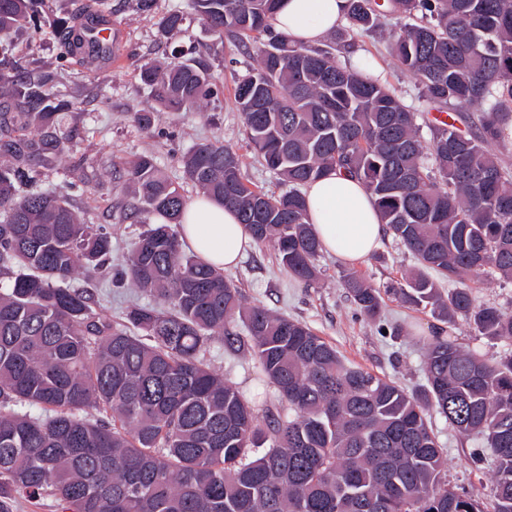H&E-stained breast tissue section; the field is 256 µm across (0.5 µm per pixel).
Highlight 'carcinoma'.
<instances>
[{
	"label": "carcinoma",
	"instance_id": "carcinoma-1",
	"mask_svg": "<svg viewBox=\"0 0 512 512\" xmlns=\"http://www.w3.org/2000/svg\"><path fill=\"white\" fill-rule=\"evenodd\" d=\"M280 0H189L204 26L242 47L271 33ZM404 18L390 49L440 112L476 110L467 133L428 124L390 86L325 49L274 35L235 88L249 144L287 189L248 186L235 152L194 145L187 177L236 212L307 285L321 275L320 243L302 188L329 171L363 182L382 223L414 258L388 291L475 335L512 338V314L478 301L475 273L512 280V171L492 147L512 146V0H348L340 39ZM112 18V0H0V32L26 26L57 39V66L25 64L0 45V512L50 496L59 512H512V351L495 358L435 337L426 384L415 393L347 363L306 323L247 304L233 280L179 241L186 204L149 155L122 169L132 218L123 281L153 297L120 322L97 312L96 292L74 288L104 267L107 233L81 222L69 199L29 192L36 169L71 153L79 133L60 126L73 106L52 92L58 69L90 52L85 29ZM171 12L162 31L175 36ZM140 79L175 111L219 97L209 58L145 64ZM448 284L449 289L442 288ZM370 321L383 297L362 276L343 278ZM257 362L275 391L249 399L207 360L213 340ZM476 435L471 465H493L491 506L448 486V452L432 426Z\"/></svg>",
	"mask_w": 512,
	"mask_h": 512
}]
</instances>
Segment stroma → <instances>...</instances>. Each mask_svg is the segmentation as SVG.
Returning <instances> with one entry per match:
<instances>
[{
	"label": "stroma",
	"mask_w": 512,
	"mask_h": 512,
	"mask_svg": "<svg viewBox=\"0 0 512 512\" xmlns=\"http://www.w3.org/2000/svg\"><path fill=\"white\" fill-rule=\"evenodd\" d=\"M188 9V0H158L155 13L150 15L126 7L114 12L112 20L125 34L118 66L89 71L75 63L59 76L58 90L68 93L74 102L72 111L64 114L63 123L81 127L85 134L74 154L62 157L54 170L41 172L33 188L70 194L83 223L111 232L112 262L116 265L124 263L131 243L144 227L124 219L123 211L132 201V187L116 180L113 170L137 156H152L190 200L198 190L185 177L183 157L195 144L217 141L240 155L242 175L249 186L271 193L281 190L278 176L248 148L234 101L236 84L255 65V56L243 53L230 41L217 40ZM176 10L187 14L186 31L171 38L162 32L160 21ZM396 25L394 17L381 18L375 34L357 38L353 52L337 48L336 58L344 64L370 59V76L388 83L402 102L415 110L421 106L420 87L388 49V33ZM181 53L209 57L213 73L223 87L220 100L193 112H173L154 99L150 88L139 78L141 66L151 62L168 64ZM143 111L154 115L153 128L148 132L139 130L133 122L134 113ZM78 160L83 163V183L74 189L70 183ZM318 264L322 275L317 283L308 286L283 269L272 247L255 246L226 275L241 288L247 303H260L307 323L352 364L399 381L410 391L425 383L424 343L429 338L448 336L489 357L512 349V339L476 338L464 321L442 323L429 311L408 306L392 295L385 296L379 321L357 314L341 284L343 274L356 272L374 287L382 288L404 281L415 265L412 256L391 236H384L380 246L362 263L352 266L325 253ZM71 284L97 289L102 313L114 321L121 318L127 306L147 301L133 288H115L100 278L91 280L82 271L73 276ZM209 363L245 393L273 397V389L260 382L254 362L228 354L221 342L212 344ZM434 425L448 450L449 484L469 487L482 498H489L488 471L472 470L469 464L474 441L449 431L442 419H435Z\"/></svg>",
	"instance_id": "1"
}]
</instances>
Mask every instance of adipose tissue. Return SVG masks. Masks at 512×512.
<instances>
[{"label":"adipose tissue","mask_w":512,"mask_h":512,"mask_svg":"<svg viewBox=\"0 0 512 512\" xmlns=\"http://www.w3.org/2000/svg\"><path fill=\"white\" fill-rule=\"evenodd\" d=\"M345 13L346 0H281L271 26L295 44L314 47L344 22ZM305 198L324 251L358 264L378 248L385 229L360 181L332 171L308 184ZM180 241L217 270L234 267L252 243L236 214L204 195L185 205Z\"/></svg>","instance_id":"adipose-tissue-1"}]
</instances>
